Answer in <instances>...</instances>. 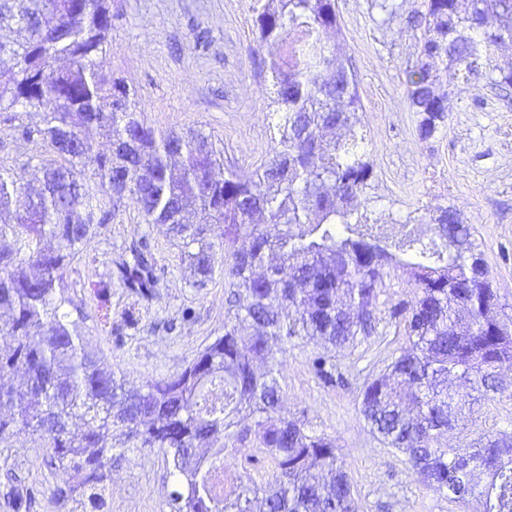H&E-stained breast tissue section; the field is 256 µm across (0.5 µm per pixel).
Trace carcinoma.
Returning <instances> with one entry per match:
<instances>
[{"mask_svg": "<svg viewBox=\"0 0 512 512\" xmlns=\"http://www.w3.org/2000/svg\"><path fill=\"white\" fill-rule=\"evenodd\" d=\"M416 63L406 71L419 136L448 118L442 65L464 81L482 74L487 53L512 43V0H425ZM255 42L268 54L276 145L253 177L224 170L211 136L147 124L122 78L103 72L112 30L109 0H0V112L39 113L22 127L64 158L43 165L31 191L0 168V444L22 433L46 449L53 500L82 512L106 506L114 448H160L176 477L170 512H357L336 444L299 419L278 415L274 372L294 340L353 347L390 326L406 345L386 377L364 383L361 413L420 482L476 512H512V436L483 433L475 448H450L471 393L502 394L512 331L490 317L498 296L471 228L440 208L434 236L403 238L369 228L373 163L356 80L345 64L335 0H252ZM97 128L111 149L86 137ZM94 180L97 191L87 181ZM128 196L148 224H166L193 286L215 275L231 288L224 335L182 371L129 388L81 331L86 315L66 295L65 272L107 221L100 197ZM117 283L143 296L159 281L143 249L116 264ZM400 271L409 299L379 308ZM256 333L244 340L239 327ZM326 383L337 361H311ZM22 373L23 382L10 384ZM455 379L469 392L448 391ZM269 462L272 479L252 475ZM231 463L245 479L219 496L213 479Z\"/></svg>", "mask_w": 512, "mask_h": 512, "instance_id": "1", "label": "carcinoma"}]
</instances>
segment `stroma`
Listing matches in <instances>:
<instances>
[{"instance_id": "obj_1", "label": "stroma", "mask_w": 512, "mask_h": 512, "mask_svg": "<svg viewBox=\"0 0 512 512\" xmlns=\"http://www.w3.org/2000/svg\"><path fill=\"white\" fill-rule=\"evenodd\" d=\"M336 0L347 64L363 108V147L374 164L371 217L395 237L427 238L440 207L460 214L472 229L496 289L493 315L512 322V87L485 79L463 83L448 73V123L429 140L418 134L409 106L405 70L416 61L424 29V0ZM112 32L104 69L127 81L146 122L160 130L193 128L211 135L225 165L249 177L268 159L274 120L266 87V54L253 53L250 0H111ZM205 32L207 48L195 45ZM20 112L0 120V166L32 183L37 166L57 162L47 148L22 139L16 124L38 121ZM112 217L87 246L93 264L73 262L66 284L87 314L86 335L132 387L185 368L224 333L228 290L223 277L193 287L190 272L165 226L146 223L128 199L106 201ZM145 246L159 286L150 297L112 290V325L100 329L90 284L105 276L130 248ZM404 338L398 330L337 353L344 380L326 383L311 368L318 346L290 343L277 378L281 416L304 420L336 442L359 512H461L447 496L423 487L405 457L372 434L360 412L365 379L383 373ZM512 424V398H486L473 406L467 429L449 431V447L473 445L479 433ZM47 457L33 436L0 445V512H15L12 489L31 488L26 512H72L73 502H53ZM172 469L156 448L127 451L112 464L105 512H169Z\"/></svg>"}]
</instances>
